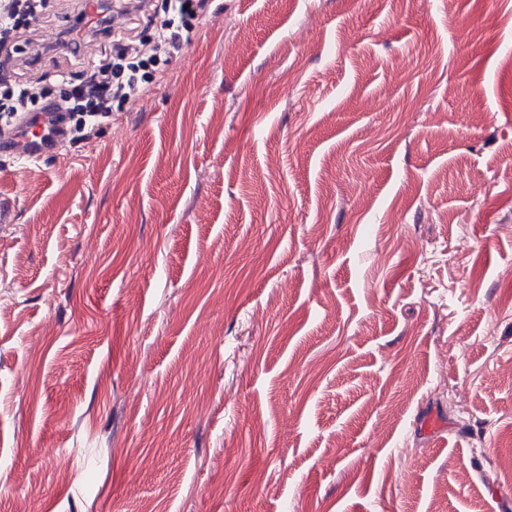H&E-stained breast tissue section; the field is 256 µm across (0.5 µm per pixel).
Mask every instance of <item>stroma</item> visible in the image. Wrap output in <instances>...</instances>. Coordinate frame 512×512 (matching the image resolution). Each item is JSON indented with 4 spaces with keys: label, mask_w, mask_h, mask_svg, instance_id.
Here are the masks:
<instances>
[{
    "label": "stroma",
    "mask_w": 512,
    "mask_h": 512,
    "mask_svg": "<svg viewBox=\"0 0 512 512\" xmlns=\"http://www.w3.org/2000/svg\"><path fill=\"white\" fill-rule=\"evenodd\" d=\"M46 2L9 62L57 99ZM511 506L512 0H211L0 150V512ZM64 127L60 129L57 136H53V141L39 140L41 135L39 134L38 140L32 142L30 137H26L22 144L12 145L15 136L8 133L0 134V146L4 150L16 151L24 161H40L44 156L50 154L52 150L56 148L62 139Z\"/></svg>",
    "instance_id": "35a3bbf8"
}]
</instances>
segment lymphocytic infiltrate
Segmentation results:
<instances>
[{"instance_id":"f902f5d3","label":"lymphocytic infiltrate","mask_w":512,"mask_h":512,"mask_svg":"<svg viewBox=\"0 0 512 512\" xmlns=\"http://www.w3.org/2000/svg\"><path fill=\"white\" fill-rule=\"evenodd\" d=\"M45 6V0H0V46L38 20ZM208 6L209 0H144L136 9V19L125 28L113 26L108 13L92 21L78 14L60 33L63 45L80 64L78 71L59 74L67 87L65 95L58 100L43 99L33 83L0 63V122L7 126L22 119L35 123L63 112L68 116L70 138L87 137L99 119L111 114L113 102L122 103L141 93L138 73L169 61ZM143 19L154 27L148 40L140 39L138 33ZM83 28L102 38L99 57L89 54L87 38L79 35Z\"/></svg>"}]
</instances>
